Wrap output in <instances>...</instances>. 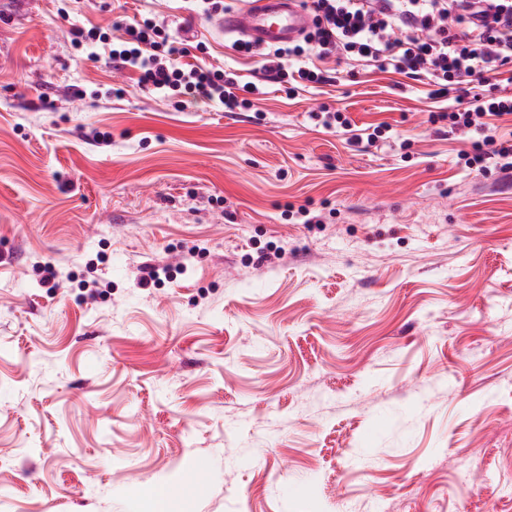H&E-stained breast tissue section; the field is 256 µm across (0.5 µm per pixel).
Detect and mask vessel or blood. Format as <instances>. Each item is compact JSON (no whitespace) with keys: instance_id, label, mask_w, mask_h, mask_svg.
Segmentation results:
<instances>
[{"instance_id":"1","label":"vessel or blood","mask_w":512,"mask_h":512,"mask_svg":"<svg viewBox=\"0 0 512 512\" xmlns=\"http://www.w3.org/2000/svg\"><path fill=\"white\" fill-rule=\"evenodd\" d=\"M218 25L258 47L295 41L310 27L302 0H248L244 8L225 13Z\"/></svg>"}]
</instances>
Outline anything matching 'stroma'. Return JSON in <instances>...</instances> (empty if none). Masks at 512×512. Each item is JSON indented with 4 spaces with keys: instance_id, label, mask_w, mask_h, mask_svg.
Wrapping results in <instances>:
<instances>
[{
    "instance_id": "stroma-1",
    "label": "stroma",
    "mask_w": 512,
    "mask_h": 512,
    "mask_svg": "<svg viewBox=\"0 0 512 512\" xmlns=\"http://www.w3.org/2000/svg\"><path fill=\"white\" fill-rule=\"evenodd\" d=\"M112 5L0 0V512H512V172L387 73L178 109L78 61Z\"/></svg>"
}]
</instances>
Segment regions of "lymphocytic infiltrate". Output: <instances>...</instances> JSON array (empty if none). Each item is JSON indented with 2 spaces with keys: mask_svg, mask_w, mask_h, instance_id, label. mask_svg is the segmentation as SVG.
I'll return each mask as SVG.
<instances>
[{
  "mask_svg": "<svg viewBox=\"0 0 512 512\" xmlns=\"http://www.w3.org/2000/svg\"><path fill=\"white\" fill-rule=\"evenodd\" d=\"M308 7L313 27L299 42L259 50L237 42L238 51L258 59L254 81L245 84L224 69L185 63L206 45L177 41L153 14L120 19L119 40L94 26L77 30L75 42L88 59L106 57L141 91L174 99L179 108L249 110L261 82L275 79L289 94L299 83H324L320 64L332 58L422 79L434 97L448 99L450 131L469 143L458 154L464 168L481 171L493 156L512 168V138L497 127L512 117V0H308ZM488 84L493 91L486 95L481 88Z\"/></svg>",
  "mask_w": 512,
  "mask_h": 512,
  "instance_id": "1",
  "label": "lymphocytic infiltrate"
}]
</instances>
